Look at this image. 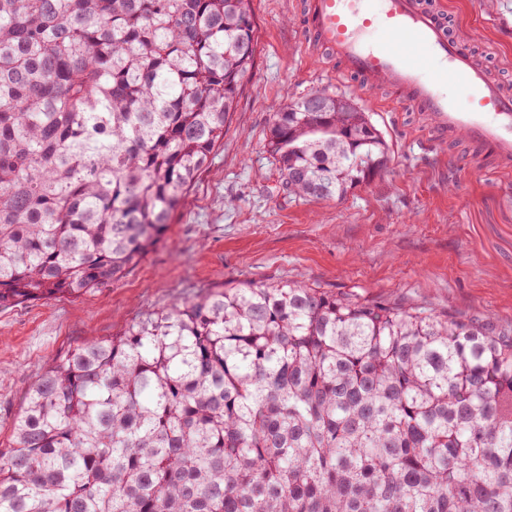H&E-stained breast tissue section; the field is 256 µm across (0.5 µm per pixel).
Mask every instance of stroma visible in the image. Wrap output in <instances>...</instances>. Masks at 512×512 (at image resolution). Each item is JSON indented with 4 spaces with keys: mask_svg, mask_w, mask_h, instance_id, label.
<instances>
[{
    "mask_svg": "<svg viewBox=\"0 0 512 512\" xmlns=\"http://www.w3.org/2000/svg\"><path fill=\"white\" fill-rule=\"evenodd\" d=\"M453 35L512 87V0H448ZM302 0H255L258 53L224 142L159 243L121 280L80 298L0 307V447L50 357L118 335L143 310L216 283L301 282L442 315L512 323V172L434 141L420 112L381 89L373 124L389 161L339 200H288L266 148L270 118L326 90L365 99L299 51Z\"/></svg>",
    "mask_w": 512,
    "mask_h": 512,
    "instance_id": "1",
    "label": "stroma"
}]
</instances>
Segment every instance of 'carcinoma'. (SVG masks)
<instances>
[{
    "label": "carcinoma",
    "mask_w": 512,
    "mask_h": 512,
    "mask_svg": "<svg viewBox=\"0 0 512 512\" xmlns=\"http://www.w3.org/2000/svg\"><path fill=\"white\" fill-rule=\"evenodd\" d=\"M253 0H0V306L79 298L159 240L255 66ZM273 114L283 194L388 162L368 113ZM0 512H512V327L216 285L52 357Z\"/></svg>",
    "instance_id": "cac0c4a2"
}]
</instances>
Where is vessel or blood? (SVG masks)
Instances as JSON below:
<instances>
[{
  "instance_id": "vessel-or-blood-1",
  "label": "vessel or blood",
  "mask_w": 512,
  "mask_h": 512,
  "mask_svg": "<svg viewBox=\"0 0 512 512\" xmlns=\"http://www.w3.org/2000/svg\"><path fill=\"white\" fill-rule=\"evenodd\" d=\"M445 0H307L304 57L324 52L357 89L396 90L438 139L462 138L512 170V89L450 34ZM465 87L470 106L449 93Z\"/></svg>"
}]
</instances>
